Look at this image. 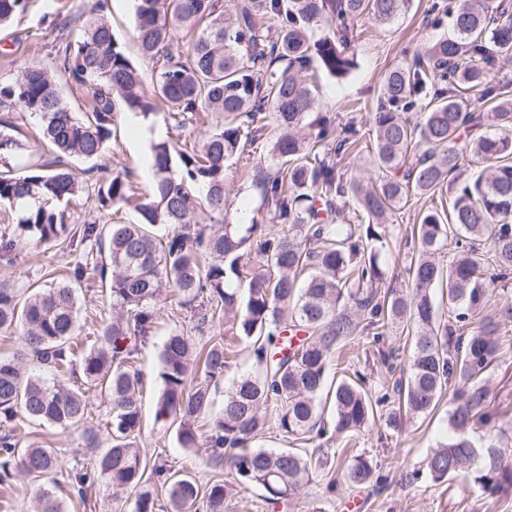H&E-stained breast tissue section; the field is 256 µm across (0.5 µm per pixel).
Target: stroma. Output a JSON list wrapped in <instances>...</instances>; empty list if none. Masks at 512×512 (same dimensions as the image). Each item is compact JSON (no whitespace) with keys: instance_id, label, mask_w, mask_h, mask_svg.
<instances>
[{"instance_id":"1","label":"stroma","mask_w":512,"mask_h":512,"mask_svg":"<svg viewBox=\"0 0 512 512\" xmlns=\"http://www.w3.org/2000/svg\"><path fill=\"white\" fill-rule=\"evenodd\" d=\"M435 0H412L407 11L393 24L382 26L365 18L357 25L358 36L349 51L355 66L345 76L336 77L324 70H316L315 109L329 113L336 127L354 124L361 131L370 128L369 116L376 111L385 73L395 65L425 52L438 39L448 36L451 21L448 16H435ZM83 0H30L26 12L17 14L10 23L0 28V76L9 77L14 68L25 60H44L53 51L62 36V24L71 21L79 12ZM14 126L13 134L20 147L11 160L15 174L26 175L47 168L53 161L51 151L39 140V124L35 118L20 110L0 109V121ZM149 125L159 127L161 138L176 145L191 144L208 127L207 117H198L196 123L182 127L165 106H158L148 119ZM150 141L139 135L126 114H118L112 128V138L100 164L112 172L129 171L135 196L147 193L151 186V172L147 163ZM66 166L79 184V192L64 209L68 224L78 228L91 220L103 224H132L138 214L133 204H117L100 209L94 184L96 175L90 174V165L81 159L69 157ZM274 171L271 140L263 135L247 141L225 163L224 188L227 199V221L259 225L260 229L283 232V225L273 223L269 213L260 204V190L252 181L256 168ZM89 247L85 244L67 246L56 242L38 243L25 236L17 242V255L12 264L0 263V282L7 281L23 288L31 283H43L48 276L62 277L83 259ZM158 317L154 339L141 345L137 365L146 374H153L158 365L160 340L178 330L194 336L191 318L181 312L176 299L170 298L157 305ZM78 316L83 329L78 336L83 348L96 341L95 328L112 318V302L102 291L97 280L83 283L78 293ZM351 370L368 376L372 386L390 385L394 374L382 365L376 350L367 342H359L345 357ZM493 382L491 405L500 414L497 430L505 438H512V346L505 348L489 369ZM158 392L155 382H148L141 397L142 431L137 445L147 462H162L172 470L187 471L199 483H207L213 476L203 463V449H185L177 441L175 429L154 421V403ZM90 421L63 431L50 425L21 426L23 444H39L60 449V464L68 470L73 466L92 463L95 455L110 444L107 422L110 408L99 398H92ZM447 406H440L433 417L405 422L393 431L376 425L362 433L355 449L367 452L380 466L382 484L340 487L335 495H327L325 474H317L301 491L300 507L316 505L323 512H512V498L495 501L482 495L467 478L454 477L449 483L417 482L408 475L419 468L434 442L447 432ZM65 512H131V503L113 498L110 485L100 482L89 490L85 500L60 492Z\"/></svg>"}]
</instances>
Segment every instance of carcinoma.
I'll return each mask as SVG.
<instances>
[{
	"label": "carcinoma",
	"instance_id": "carcinoma-1",
	"mask_svg": "<svg viewBox=\"0 0 512 512\" xmlns=\"http://www.w3.org/2000/svg\"><path fill=\"white\" fill-rule=\"evenodd\" d=\"M27 7V0H0V27ZM406 8L407 0H232L226 14L216 0H135L140 56L155 70L148 85L116 40L104 0H88L81 27L63 34L51 60L24 61L0 78V107L38 118L44 144L60 157H101L119 112L147 119L161 102L183 125L198 112L215 116L189 150L151 143L153 189L135 205L137 223L84 225L81 241L104 257L88 252L68 281L31 289L24 299L0 283V328L15 327L22 336V350L0 358V483L18 476L39 482L36 512H62L58 449H21L13 429L37 421L68 430L89 417L93 394L112 412L110 446L91 466L66 473L82 501L103 478L112 497L134 496L133 512H155L159 488L166 512H224L235 488L247 486L288 509L319 469L330 473L325 493L334 494L343 484L379 481V465L363 453L331 459L249 446L270 423L303 444L319 438L347 446L378 421L395 431L404 415L427 418L448 392L451 435L436 443L413 480L464 475L488 496L512 491V444L494 433L498 414L489 408L486 379L512 342V304L498 300L495 286L512 274V100H499L490 80L499 61L512 57V0H448L451 35L385 74L370 141L382 173L377 185L336 177L335 158L359 143L357 129L344 127L336 136L331 116L322 113L304 124L315 104L307 71L347 73L354 22L368 17L387 25ZM321 22L332 35L312 43L309 32ZM181 36L184 58L173 52ZM59 71L86 93L85 111L64 101ZM423 93L430 100L413 122L402 111L415 109ZM263 112L272 115V152L285 169L260 170L254 182L264 208L288 229L256 242L255 224L208 231L204 217H224L225 161L248 138L244 129L255 138L265 130L256 124ZM17 148L1 128L0 204L38 242L73 245L57 205L78 191L77 181L61 163L11 175ZM445 187L448 209L419 212L406 241L405 288L385 286L382 254L393 238L388 214ZM97 197L103 207L130 201L126 176L102 179ZM343 199L368 222H333ZM157 225L171 228L164 243L147 230ZM15 247L14 236L0 233V262L11 261ZM450 247L445 266L438 255ZM252 253L256 268L247 287H231L243 282L241 261ZM95 276L107 285L112 322L98 328L75 386L63 375L80 329L76 285ZM437 288L447 292L446 318L435 302ZM168 293L180 298L204 337L198 345L179 333L162 341L155 420L177 425L181 447L205 449L206 464L228 469L231 484L201 487L163 463L149 468L137 448L144 373L135 359ZM218 319L231 325L233 340L253 347L260 369L234 376L215 413L218 384L230 366ZM390 324L406 328L410 349L392 391H374L357 371L328 391L333 414L325 416L321 397L336 350L366 337L391 369L395 350L384 349ZM29 356L39 370L23 371ZM477 429L487 432L482 442L470 435Z\"/></svg>",
	"mask_w": 512,
	"mask_h": 512
}]
</instances>
